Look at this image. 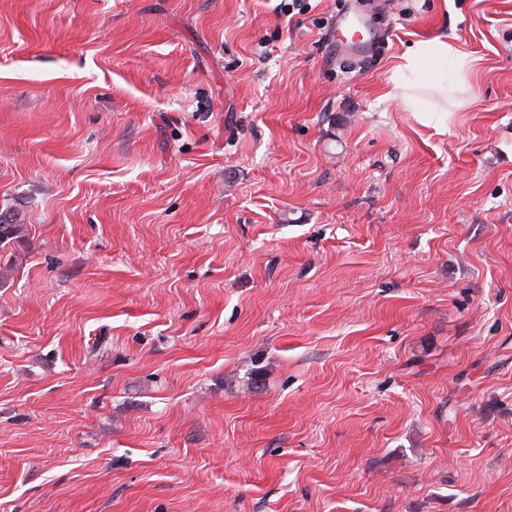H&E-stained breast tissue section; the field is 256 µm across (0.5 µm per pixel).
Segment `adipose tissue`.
<instances>
[{"label":"adipose tissue","mask_w":512,"mask_h":512,"mask_svg":"<svg viewBox=\"0 0 512 512\" xmlns=\"http://www.w3.org/2000/svg\"><path fill=\"white\" fill-rule=\"evenodd\" d=\"M469 65L467 53L451 42L416 41L401 55L385 97L432 119L447 117L448 86Z\"/></svg>","instance_id":"obj_1"}]
</instances>
